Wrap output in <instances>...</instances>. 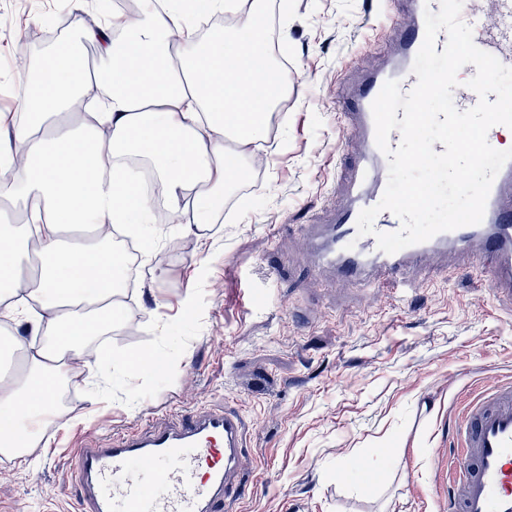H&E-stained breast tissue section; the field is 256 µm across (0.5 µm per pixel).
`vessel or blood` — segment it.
Instances as JSON below:
<instances>
[{
  "mask_svg": "<svg viewBox=\"0 0 512 512\" xmlns=\"http://www.w3.org/2000/svg\"><path fill=\"white\" fill-rule=\"evenodd\" d=\"M395 27L399 51L391 65L369 75L343 114L358 149L344 173V203L325 224L307 225L310 265L360 288H417L420 273L439 255L457 257V274L473 275L512 302V161L496 175L483 220L388 255L371 235H359L362 209L377 205L388 183V160L378 148L372 103L386 81L402 91L417 81L412 68L425 35V11L439 0H405ZM461 17L477 47L512 66V0H490L481 10L465 0ZM246 439L234 410L172 414L147 432L128 431L103 448H80L74 461L78 512H224L238 484L235 472ZM453 464L443 482L461 485L449 512H512V385L485 389L455 422Z\"/></svg>",
  "mask_w": 512,
  "mask_h": 512,
  "instance_id": "b4317fda",
  "label": "vessel or blood"
}]
</instances>
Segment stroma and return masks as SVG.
Returning a JSON list of instances; mask_svg holds the SVG:
<instances>
[{
	"label": "stroma",
	"instance_id": "1",
	"mask_svg": "<svg viewBox=\"0 0 512 512\" xmlns=\"http://www.w3.org/2000/svg\"><path fill=\"white\" fill-rule=\"evenodd\" d=\"M375 0H270L288 96L249 179L205 233L163 226L142 256L125 319L105 343L110 391L64 383L62 444L0 456V512H78L70 449L148 430L170 412L231 408L247 445L233 512H440L439 467L479 391L512 384V313L438 264L397 297L324 284L304 228L336 207L342 96L386 68L392 29ZM92 0H0V108L50 46L96 27ZM149 351L162 373L126 365Z\"/></svg>",
	"mask_w": 512,
	"mask_h": 512
}]
</instances>
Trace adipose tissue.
I'll return each mask as SVG.
<instances>
[{
  "instance_id": "1",
  "label": "adipose tissue",
  "mask_w": 512,
  "mask_h": 512,
  "mask_svg": "<svg viewBox=\"0 0 512 512\" xmlns=\"http://www.w3.org/2000/svg\"><path fill=\"white\" fill-rule=\"evenodd\" d=\"M220 4L195 0L189 12L178 0H144L136 18L116 13L83 31L106 61L97 75L106 95L90 106L109 143L67 124L46 127L85 85L76 45L57 41L24 75V118L0 139V322L30 321L52 342L11 339L22 366L0 378V450L33 447L47 416L65 420L56 397L75 340L120 318L123 259L105 242L114 226L138 235L154 216L152 199L123 178L126 157L152 163L170 223L190 208L203 231L241 179L240 159L266 137L287 87L269 68L264 0L197 38L198 17ZM19 156L27 163L18 170ZM27 194L35 205L21 225L13 199Z\"/></svg>"
}]
</instances>
